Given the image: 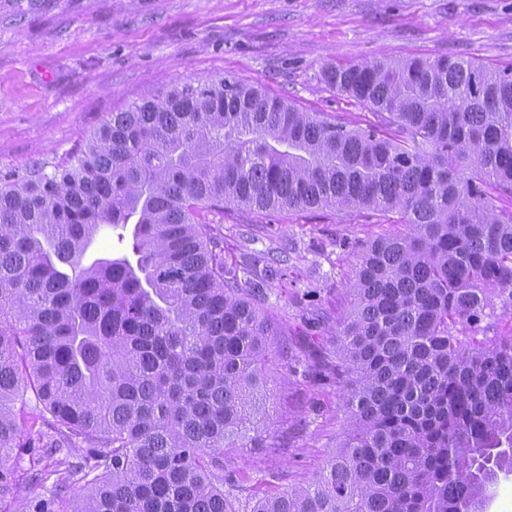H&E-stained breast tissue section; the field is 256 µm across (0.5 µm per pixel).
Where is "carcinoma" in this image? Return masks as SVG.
I'll list each match as a JSON object with an SVG mask.
<instances>
[{
	"mask_svg": "<svg viewBox=\"0 0 512 512\" xmlns=\"http://www.w3.org/2000/svg\"><path fill=\"white\" fill-rule=\"evenodd\" d=\"M373 110L349 127L258 83L149 93L68 159L0 176V512L19 476L14 407L40 409L53 480L31 512H482L512 473V336L474 345L512 300V65L382 59L325 72ZM398 213L363 249L336 320L344 434L313 475L234 508L224 449L269 432L266 281L224 264L208 214ZM133 253L83 257L105 227ZM83 448L79 461L62 453ZM485 312L486 316L479 324L457 325L463 332L462 336L489 344L502 336L512 334V308L506 307L502 298L495 295Z\"/></svg>",
	"mask_w": 512,
	"mask_h": 512,
	"instance_id": "obj_1",
	"label": "carcinoma"
}]
</instances>
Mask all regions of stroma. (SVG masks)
I'll return each instance as SVG.
<instances>
[{
  "label": "stroma",
  "mask_w": 512,
  "mask_h": 512,
  "mask_svg": "<svg viewBox=\"0 0 512 512\" xmlns=\"http://www.w3.org/2000/svg\"><path fill=\"white\" fill-rule=\"evenodd\" d=\"M450 56L512 62V0H0V175L69 156L110 113L151 91L220 76L262 83L298 108L366 125L368 107L336 92L326 69L377 58ZM208 219L224 262L270 280L267 310L286 360L268 369L271 448H228L224 470L244 512L273 475H311L343 428L336 318L362 247L408 225L368 211L308 209L258 216L226 207ZM490 343L512 334V308L493 298L463 325Z\"/></svg>",
  "instance_id": "1"
}]
</instances>
